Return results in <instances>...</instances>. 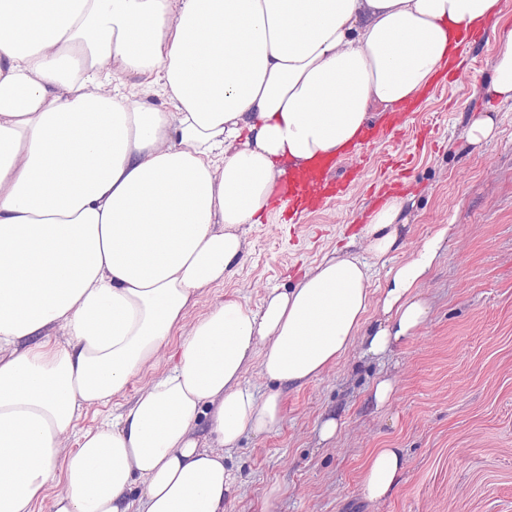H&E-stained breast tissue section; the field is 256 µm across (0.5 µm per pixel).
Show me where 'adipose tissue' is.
<instances>
[{"label":"adipose tissue","mask_w":512,"mask_h":512,"mask_svg":"<svg viewBox=\"0 0 512 512\" xmlns=\"http://www.w3.org/2000/svg\"><path fill=\"white\" fill-rule=\"evenodd\" d=\"M502 11L0 0V512H226L224 453L281 423L280 387L313 383L354 346L384 356L412 337L445 234L372 286L371 259L397 251L409 223L404 196L369 216L368 257L327 254L256 311L230 298L186 316L243 258L241 226L279 218L286 168L343 153ZM499 40L486 92L506 104L512 30ZM121 75L138 78L129 93L105 89ZM163 353L169 367L132 404L71 441L84 406ZM253 367L278 391L244 384ZM402 470L399 449L371 453L364 499L389 495Z\"/></svg>","instance_id":"obj_1"}]
</instances>
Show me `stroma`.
Returning a JSON list of instances; mask_svg holds the SVG:
<instances>
[{
  "label": "stroma",
  "instance_id": "stroma-1",
  "mask_svg": "<svg viewBox=\"0 0 512 512\" xmlns=\"http://www.w3.org/2000/svg\"><path fill=\"white\" fill-rule=\"evenodd\" d=\"M499 46L491 32L470 45L464 78L444 75L445 93L427 90L405 127L373 149L347 197L300 228L243 225L245 256L189 312L196 319L226 298L259 310L268 289L293 287L326 253L363 237L385 182L413 199L397 260L449 230L421 288L426 322L385 358L358 346L314 383L283 390L282 423L245 436L224 459L240 487L227 512H512V107L499 106L489 143L463 138L465 114L489 106L482 87ZM166 367L145 368L110 405L86 406L75 430L131 404ZM383 378L395 392L380 406L372 388ZM328 416L341 426L325 443L319 425ZM377 448L401 449L404 466L396 490L371 503L360 478Z\"/></svg>",
  "mask_w": 512,
  "mask_h": 512
}]
</instances>
